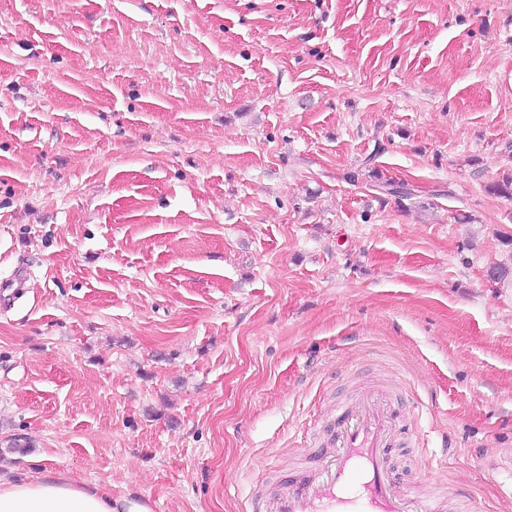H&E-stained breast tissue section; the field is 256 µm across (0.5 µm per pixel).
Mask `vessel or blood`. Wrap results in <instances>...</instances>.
<instances>
[{"label":"vessel or blood","instance_id":"vessel-or-blood-1","mask_svg":"<svg viewBox=\"0 0 512 512\" xmlns=\"http://www.w3.org/2000/svg\"><path fill=\"white\" fill-rule=\"evenodd\" d=\"M334 439L315 467L272 486L252 512H470L465 500L419 497L401 490L392 469L393 448L406 445L396 392L368 389L337 407Z\"/></svg>","mask_w":512,"mask_h":512}]
</instances>
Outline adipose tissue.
Returning a JSON list of instances; mask_svg holds the SVG:
<instances>
[{"label": "adipose tissue", "instance_id": "obj_1", "mask_svg": "<svg viewBox=\"0 0 512 512\" xmlns=\"http://www.w3.org/2000/svg\"><path fill=\"white\" fill-rule=\"evenodd\" d=\"M0 512H152L147 500L66 480L46 472L22 482L0 484Z\"/></svg>", "mask_w": 512, "mask_h": 512}]
</instances>
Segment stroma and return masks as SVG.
<instances>
[{"label": "stroma", "mask_w": 512, "mask_h": 512, "mask_svg": "<svg viewBox=\"0 0 512 512\" xmlns=\"http://www.w3.org/2000/svg\"><path fill=\"white\" fill-rule=\"evenodd\" d=\"M510 174L512 0H0V478L246 512L396 375L512 512Z\"/></svg>", "instance_id": "35a3bbf8"}]
</instances>
